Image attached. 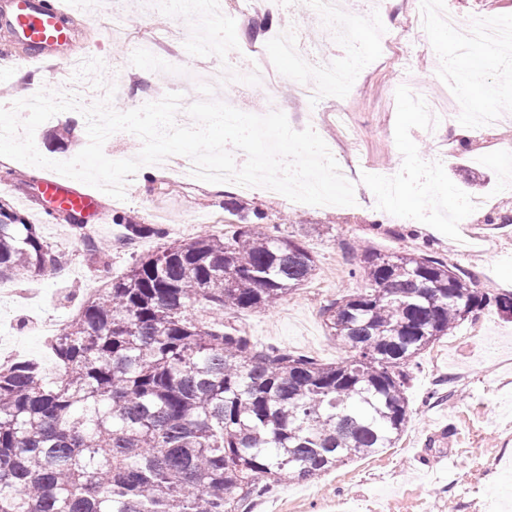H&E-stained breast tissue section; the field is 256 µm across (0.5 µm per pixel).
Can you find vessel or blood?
Masks as SVG:
<instances>
[{
    "mask_svg": "<svg viewBox=\"0 0 512 512\" xmlns=\"http://www.w3.org/2000/svg\"><path fill=\"white\" fill-rule=\"evenodd\" d=\"M62 16V10L46 0H0V30L24 49L29 61L70 52L74 34ZM41 186L51 210L81 213L98 208V194L75 189L53 175H44Z\"/></svg>",
    "mask_w": 512,
    "mask_h": 512,
    "instance_id": "obj_1",
    "label": "vessel or blood"
}]
</instances>
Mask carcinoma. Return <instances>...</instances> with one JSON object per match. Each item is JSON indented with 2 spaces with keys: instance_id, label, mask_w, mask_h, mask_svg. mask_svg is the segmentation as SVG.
Wrapping results in <instances>:
<instances>
[{
  "instance_id": "1",
  "label": "carcinoma",
  "mask_w": 512,
  "mask_h": 512,
  "mask_svg": "<svg viewBox=\"0 0 512 512\" xmlns=\"http://www.w3.org/2000/svg\"><path fill=\"white\" fill-rule=\"evenodd\" d=\"M129 241L161 235L124 225ZM34 224L0 207V279L61 269ZM368 287L323 309L348 356L331 364L260 346L224 308L265 310L315 275L300 242L233 230L140 256L81 305L52 347L60 378L0 366V512H242L394 447L409 418V366L491 293L426 254L362 250Z\"/></svg>"
}]
</instances>
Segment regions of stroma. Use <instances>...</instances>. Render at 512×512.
Wrapping results in <instances>:
<instances>
[{
  "label": "stroma",
  "mask_w": 512,
  "mask_h": 512,
  "mask_svg": "<svg viewBox=\"0 0 512 512\" xmlns=\"http://www.w3.org/2000/svg\"><path fill=\"white\" fill-rule=\"evenodd\" d=\"M231 25L212 26L234 48L233 61L251 67L253 48L263 50L274 64L275 76L306 74L297 59L280 56L275 33L299 27L317 57L341 42L335 26L323 22L306 0H282L280 6L242 10L238 0L228 8ZM67 20L75 33L71 56L94 54L104 63L101 77L119 83L121 100L112 102L126 112L157 96L184 90L188 78L213 79L224 69L222 60L198 48L190 22L178 11L143 16L133 12L130 34L112 41L110 0H91L69 6ZM384 25L396 35L380 47L371 31L355 28L348 58L373 60L354 87L325 100L298 97L294 88L280 87L281 111L290 126L318 118L323 139L336 146L341 167L355 169L356 182L374 184L378 192L369 209L319 207L293 202L257 186L244 192L231 182L189 183L172 173L178 156L141 167L132 177L125 199L103 196L98 216V255H90L81 233L61 217L44 213L36 197L41 168L13 159L0 161V205L37 224L47 243L62 252L60 272L41 278L0 280V359L13 356L41 364L55 362L47 338L41 334L46 318L65 328L82 302L112 277L126 272L135 259L156 251L163 240H187L190 224H212L217 232L238 223L227 201L246 212L260 213L259 228L300 241L311 253L316 274L273 310L230 313L231 324L253 341L335 363L343 349L329 335L323 309L336 295L365 288L356 270L363 249L381 255L401 251H434L471 276L477 287L493 292L512 291V223H487L488 215L512 213V190H506L505 156L512 153V110L506 88L512 69L483 68L475 93L465 98L463 115L438 128H429L416 112L409 92L421 88L441 96L432 72L445 59L461 69L484 60V45L462 49L448 43L442 25L414 30V0H390ZM261 26L257 38L251 27ZM153 38L160 55L169 58L164 74L140 59V45ZM71 56L48 62L25 60L20 48L0 30V103L26 97L33 79L52 74L47 90L60 93L69 83ZM240 111L265 115L270 111L268 83H235L226 92H213ZM502 111L503 121L490 129L472 122L487 109ZM344 110L354 127V144L344 143L340 126L324 122L325 114ZM88 139L86 120L65 111L35 131L38 151L59 161L76 156ZM426 165L423 182L406 184L385 197L387 178L403 173L405 160ZM482 198L483 209L459 213V197ZM447 211L444 224L404 223V214L430 202ZM158 224L166 239L144 237L125 243L126 224ZM407 397L410 420L396 447L352 459L321 476L303 482H283L269 496L249 504V512H512V316L488 306L462 322L451 334L424 351L410 369Z\"/></svg>",
  "instance_id": "1"
}]
</instances>
